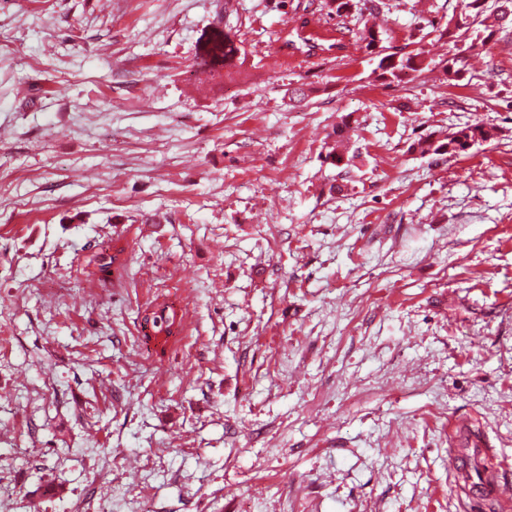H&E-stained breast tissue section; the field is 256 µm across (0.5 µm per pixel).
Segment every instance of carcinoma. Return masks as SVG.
I'll return each instance as SVG.
<instances>
[{"label": "carcinoma", "instance_id": "obj_1", "mask_svg": "<svg viewBox=\"0 0 512 512\" xmlns=\"http://www.w3.org/2000/svg\"><path fill=\"white\" fill-rule=\"evenodd\" d=\"M487 0H467L466 11L451 19L453 28L448 34L468 39L469 32L478 23V19L487 11ZM353 7V0H321L319 10L327 11L329 15L346 18ZM355 42L360 47L378 58L377 70L379 76L391 82L400 83L415 73L429 68L431 62L427 60L424 52L405 48L383 45L381 32L372 26H363L357 30L350 29ZM242 41L232 31L216 29L208 38L197 58L198 71L210 77L230 75L240 61ZM496 134L493 129L482 125L468 126L455 132L444 135L433 133L419 137L412 149L422 155L458 156L464 154L473 145L492 139ZM323 162L329 164L344 174H349L351 159L338 150L328 152ZM143 318L152 320V323L162 329L168 330L174 325H181V315L172 306L164 305L158 309H146Z\"/></svg>", "mask_w": 512, "mask_h": 512}]
</instances>
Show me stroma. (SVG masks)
<instances>
[{
	"instance_id": "1",
	"label": "stroma",
	"mask_w": 512,
	"mask_h": 512,
	"mask_svg": "<svg viewBox=\"0 0 512 512\" xmlns=\"http://www.w3.org/2000/svg\"><path fill=\"white\" fill-rule=\"evenodd\" d=\"M386 2L387 44L433 61L407 83L348 40L277 61L372 0H0L8 512H512L448 458L475 425L512 482V35L467 54L465 0ZM224 26L244 62L199 83ZM478 123L466 155L412 149ZM163 300L184 340L143 323Z\"/></svg>"
}]
</instances>
